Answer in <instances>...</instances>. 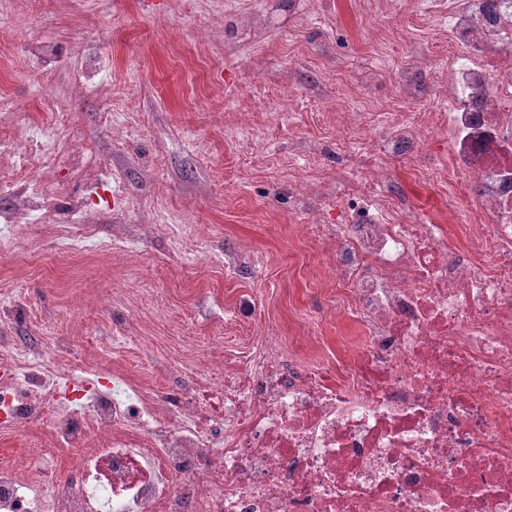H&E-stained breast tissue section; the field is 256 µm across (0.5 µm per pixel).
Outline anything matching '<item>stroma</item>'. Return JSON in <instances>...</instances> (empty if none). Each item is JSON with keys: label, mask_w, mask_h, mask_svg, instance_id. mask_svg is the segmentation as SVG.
Segmentation results:
<instances>
[{"label": "stroma", "mask_w": 512, "mask_h": 512, "mask_svg": "<svg viewBox=\"0 0 512 512\" xmlns=\"http://www.w3.org/2000/svg\"><path fill=\"white\" fill-rule=\"evenodd\" d=\"M444 0H0V138L39 127L55 149L30 173L56 185L53 209L15 223L14 159L0 154V336L36 340L63 362L169 393L214 350L228 365L318 342L333 358L359 342L340 321L316 265L320 249L292 224L336 221V200H295L297 143H320L336 170V106L403 110L401 74L443 111L435 72L448 32ZM46 42L55 62L36 64ZM95 60L106 86L74 91ZM54 107L46 109L45 96ZM90 217L91 242L63 246V225ZM258 255L255 271L224 253ZM62 478L69 455L40 420L0 430V464Z\"/></svg>", "instance_id": "1"}]
</instances>
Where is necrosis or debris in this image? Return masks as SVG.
Wrapping results in <instances>:
<instances>
[{
	"label": "necrosis or debris",
	"mask_w": 512,
	"mask_h": 512,
	"mask_svg": "<svg viewBox=\"0 0 512 512\" xmlns=\"http://www.w3.org/2000/svg\"><path fill=\"white\" fill-rule=\"evenodd\" d=\"M448 34L444 111L348 114L337 149L368 146L377 167L337 166L331 184L308 154L289 173L299 196L343 202L335 223L298 230L322 244L363 346L293 375L271 336L187 394L116 380L63 403L52 356L1 343L0 427L39 419L79 457L61 479L1 465L0 512H512V0H453ZM433 131L447 149L412 176L447 191L450 223L407 205L394 166ZM27 140L0 153L33 218L50 197L25 174L52 146Z\"/></svg>",
	"instance_id": "1"
}]
</instances>
